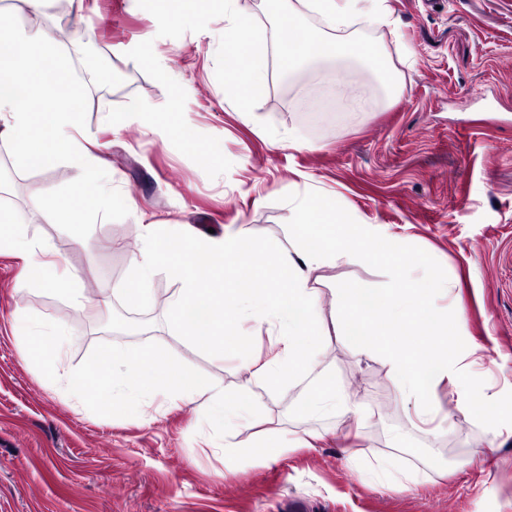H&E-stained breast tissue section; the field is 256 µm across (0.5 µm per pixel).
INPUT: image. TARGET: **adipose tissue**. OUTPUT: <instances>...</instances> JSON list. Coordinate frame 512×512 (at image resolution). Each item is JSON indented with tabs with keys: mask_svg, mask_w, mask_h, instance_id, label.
Segmentation results:
<instances>
[{
	"mask_svg": "<svg viewBox=\"0 0 512 512\" xmlns=\"http://www.w3.org/2000/svg\"><path fill=\"white\" fill-rule=\"evenodd\" d=\"M384 0H274L271 9L279 27H289L295 5L320 16L333 37H304L290 28L289 37H254L248 20L234 16L233 0H223L224 40L240 46L237 64L224 66V95L238 111H248L266 85L270 61L290 71L332 60L336 94H343L345 62L370 56L372 46L349 36L358 21L379 28L388 25ZM63 48L52 35L24 26L0 29V139L7 141L24 164L49 166L69 162L77 171L76 185L60 205L69 224L79 222L85 208L110 209L114 200L112 172L97 153V144L85 134L79 108L82 90L62 58ZM26 91L28 105L13 107L17 91ZM302 216L293 225L288 246L258 249L252 234L228 224L221 238L203 241L184 230L180 248H172L161 224H144L143 251L134 256V277L119 290L124 299L141 304L145 287L159 268H166L180 287L169 303L174 325H189L207 350L214 338L226 347H239V328L248 323L266 331L272 349L250 359L253 376L277 392L302 388L301 411L324 417L348 404L335 377L320 370L323 330L315 315L318 292L310 274L327 260L367 263L381 259L391 286L381 292L347 290L338 318L357 354L379 355L389 367L392 385L418 407L412 424L436 436L448 423L447 414L431 405L433 389L447 379H461L464 370L457 354H445L437 337L449 324H462L464 312L449 314L432 298L447 290L426 259L410 261L398 245L382 246L380 233L356 230L343 223L324 198L297 201ZM26 262L31 286L42 290L62 281L53 252L34 225L15 210L0 209V254Z\"/></svg>",
	"mask_w": 512,
	"mask_h": 512,
	"instance_id": "obj_1",
	"label": "adipose tissue"
}]
</instances>
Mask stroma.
Segmentation results:
<instances>
[{"instance_id":"35a3bbf8","label":"stroma","mask_w":512,"mask_h":512,"mask_svg":"<svg viewBox=\"0 0 512 512\" xmlns=\"http://www.w3.org/2000/svg\"><path fill=\"white\" fill-rule=\"evenodd\" d=\"M23 22L69 34L64 60L84 97L81 123L112 170L117 197L108 213L87 211L77 236L46 215L67 197L76 172L65 162L34 169L0 141V208L23 212L75 281L34 291L21 260L0 257V512H512V0H386L393 27L357 28L375 43L348 77V95L376 88L391 69L392 100L364 111L336 102L319 71L268 69L267 86L243 116L224 98L219 0L173 20L158 0H68ZM112 70L90 82L77 47L80 22ZM184 121L185 134H148V121ZM292 133L303 150L273 147ZM328 199L344 222L392 236L427 258L450 288L439 307H463L448 336L468 364V383L442 382L432 401L449 416L429 438L410 424L413 404L389 381L376 355H356L338 319L337 289L389 287L381 261L331 263L314 271L316 309L326 336L321 367L336 377L359 416L307 417L300 390L271 392L246 367L266 352V332L248 330L240 350L198 346L188 327L170 324L179 288L167 270L148 281L151 301L129 305L102 293L132 275L144 247L142 216L223 235L251 227L261 245H284L298 223L291 201ZM135 209H127L126 200ZM62 321L70 333L62 367L73 371L101 342L154 341L225 389H248L262 409L254 427L227 444L325 431L312 449L225 462L205 443L195 405L103 417L24 363L10 333L16 313ZM474 400L480 418L460 411ZM398 447H390V439ZM418 469L422 482L398 492L370 475L387 455Z\"/></svg>"}]
</instances>
